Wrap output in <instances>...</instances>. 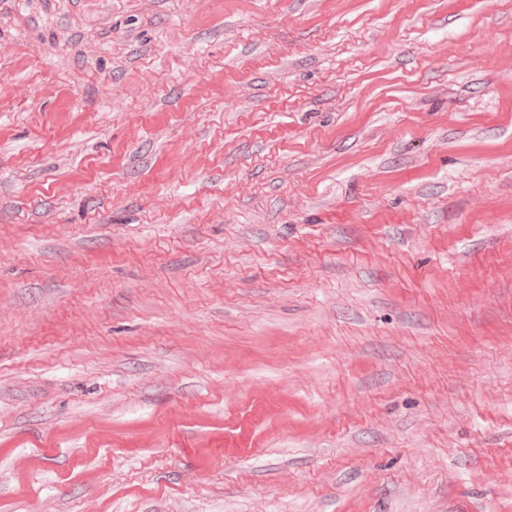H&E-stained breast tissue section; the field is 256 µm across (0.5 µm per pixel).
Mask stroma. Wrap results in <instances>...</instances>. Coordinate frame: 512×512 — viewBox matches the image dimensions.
Wrapping results in <instances>:
<instances>
[{
    "label": "stroma",
    "mask_w": 512,
    "mask_h": 512,
    "mask_svg": "<svg viewBox=\"0 0 512 512\" xmlns=\"http://www.w3.org/2000/svg\"><path fill=\"white\" fill-rule=\"evenodd\" d=\"M0 512H512V0H0Z\"/></svg>",
    "instance_id": "stroma-1"
}]
</instances>
